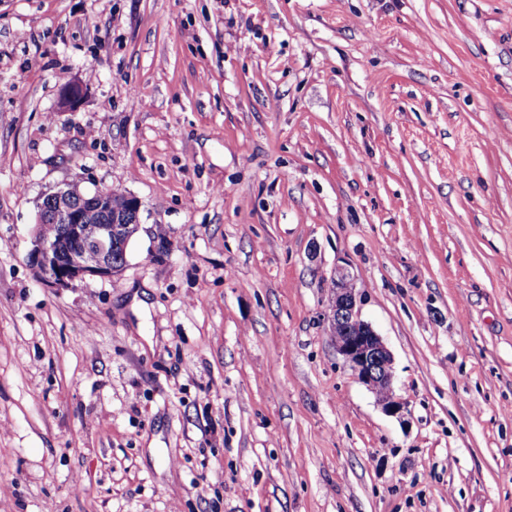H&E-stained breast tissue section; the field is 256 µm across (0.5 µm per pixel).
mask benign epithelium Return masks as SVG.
Instances as JSON below:
<instances>
[{"label":"benign epithelium","mask_w":512,"mask_h":512,"mask_svg":"<svg viewBox=\"0 0 512 512\" xmlns=\"http://www.w3.org/2000/svg\"><path fill=\"white\" fill-rule=\"evenodd\" d=\"M84 96L82 85H69L61 91V106L73 108ZM91 208L112 214V201L107 192L85 193L75 184L58 188L39 205L37 229L28 258L44 281L54 288H67L86 276L109 278L121 271V266L112 262V252L121 244L128 245L127 225L115 219L105 224H89L85 214ZM47 223L62 225L61 235L47 238L42 231ZM332 282L335 298L327 319L336 351L358 379L376 394L387 413L403 415L407 403L393 390L391 352L372 325L362 319L361 298L351 288L349 272L336 269Z\"/></svg>","instance_id":"benign-epithelium-1"}]
</instances>
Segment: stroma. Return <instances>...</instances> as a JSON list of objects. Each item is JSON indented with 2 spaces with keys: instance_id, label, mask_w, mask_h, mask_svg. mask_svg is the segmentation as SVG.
Returning a JSON list of instances; mask_svg holds the SVG:
<instances>
[{
  "instance_id": "35a3bbf8",
  "label": "stroma",
  "mask_w": 512,
  "mask_h": 512,
  "mask_svg": "<svg viewBox=\"0 0 512 512\" xmlns=\"http://www.w3.org/2000/svg\"><path fill=\"white\" fill-rule=\"evenodd\" d=\"M72 183L140 229L53 288ZM0 512H512V0H0ZM126 208L137 217V229L131 235H125V229L133 224L134 217L129 215L125 224L112 220V201L107 191L83 192L78 185L66 184L48 194L39 205L36 220V232L31 239L28 253L30 262L40 271L44 281L54 288H67L85 276L109 278L121 271L126 263L115 265L112 252L121 245L125 252L132 235L140 226L141 202L127 195ZM94 208L103 214H109L105 224H88L86 212ZM101 213H92L89 219L93 223L105 222ZM54 223V224H47ZM61 228L63 231L56 239ZM122 259V250H115L114 260ZM332 282L336 295L327 319L336 351L358 379L376 394L387 413L403 415L407 403L393 390L391 352L372 325L362 319L361 298L356 294V288H351L349 272L344 268L336 269Z\"/></svg>"
}]
</instances>
